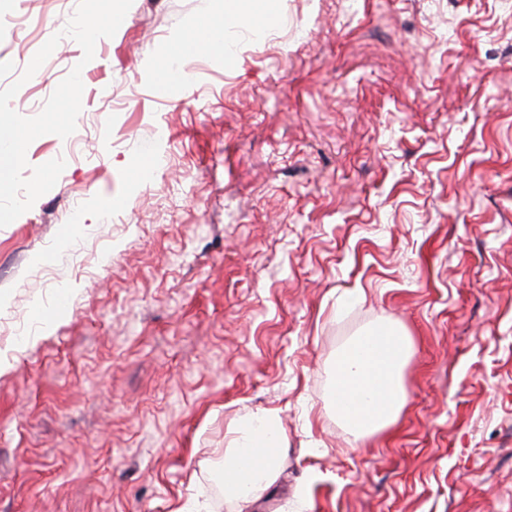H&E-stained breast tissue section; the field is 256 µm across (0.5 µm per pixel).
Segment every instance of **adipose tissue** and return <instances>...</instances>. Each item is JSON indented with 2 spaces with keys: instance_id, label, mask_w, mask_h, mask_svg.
<instances>
[{
  "instance_id": "1",
  "label": "adipose tissue",
  "mask_w": 512,
  "mask_h": 512,
  "mask_svg": "<svg viewBox=\"0 0 512 512\" xmlns=\"http://www.w3.org/2000/svg\"><path fill=\"white\" fill-rule=\"evenodd\" d=\"M410 339L391 325L354 337L342 350L331 384L337 417L358 438L392 424L404 401L402 373ZM283 447L276 415L244 417L224 450V494L250 503L272 483Z\"/></svg>"
}]
</instances>
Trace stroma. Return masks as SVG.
I'll return each mask as SVG.
<instances>
[{"label":"stroma","instance_id":"1","mask_svg":"<svg viewBox=\"0 0 512 512\" xmlns=\"http://www.w3.org/2000/svg\"><path fill=\"white\" fill-rule=\"evenodd\" d=\"M0 14L30 21L0 27L27 134L0 193V512H512V0H278L270 28L224 0ZM206 28L228 62L170 79ZM381 324L411 339L405 403L358 439L330 387ZM268 411L276 479L226 498L224 450Z\"/></svg>","mask_w":512,"mask_h":512}]
</instances>
